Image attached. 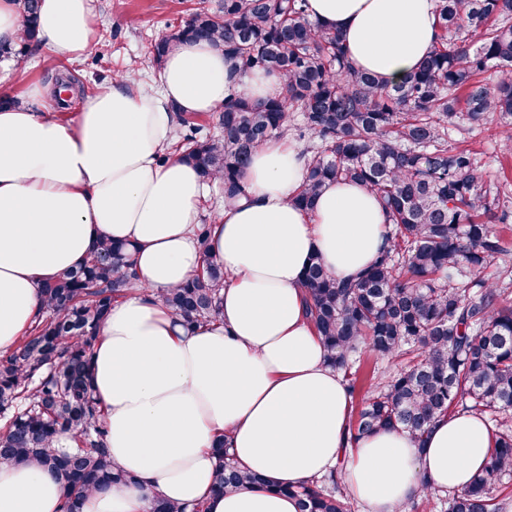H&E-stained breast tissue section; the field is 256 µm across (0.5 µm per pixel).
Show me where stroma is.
Returning <instances> with one entry per match:
<instances>
[{"mask_svg": "<svg viewBox=\"0 0 512 512\" xmlns=\"http://www.w3.org/2000/svg\"><path fill=\"white\" fill-rule=\"evenodd\" d=\"M194 0H92L98 29L109 42V57L94 60L85 56L80 61L63 63L56 60L46 47H39L25 67L0 59V98H20L38 112L51 111L65 117L78 111L85 96L96 93L109 84L118 68L133 64L135 75L149 79L157 73V66L148 57V47L166 30L167 25L179 23L188 13ZM71 78L85 88L84 96L71 98L66 105H58L53 97L34 99L28 90L35 84H47L49 78ZM455 139L468 141L477 150L485 179L504 182L512 187V156L503 157V146L491 127L463 125L455 132Z\"/></svg>", "mask_w": 512, "mask_h": 512, "instance_id": "35a3bbf8", "label": "stroma"}]
</instances>
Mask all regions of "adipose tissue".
I'll use <instances>...</instances> for the list:
<instances>
[{
    "label": "adipose tissue",
    "mask_w": 512,
    "mask_h": 512,
    "mask_svg": "<svg viewBox=\"0 0 512 512\" xmlns=\"http://www.w3.org/2000/svg\"><path fill=\"white\" fill-rule=\"evenodd\" d=\"M313 21L342 33L359 68L385 85L415 69L435 40L434 0H309ZM91 0H41L39 29L58 60L91 50ZM278 77L236 74L223 53L184 42L161 87L114 78L70 119L0 107V350L42 316V283L105 239L134 243L141 286L118 299L92 354L91 394L104 445L126 480L86 494L80 512H152L161 498L202 512H297L278 493L340 471L367 512H400L423 489L461 491L486 465L485 418L440 419L424 443L391 429L349 442V394L305 312L301 275L319 257L337 281L357 279L388 245L379 199L362 184L328 182L313 210L296 207L306 173L289 139L260 146L220 207L208 248L195 229L208 186L172 151L177 116L208 113L231 93L265 98ZM226 272L217 321L189 330L162 301L204 255ZM224 440L239 469L268 487L214 491ZM55 476L0 464V512H64Z\"/></svg>",
    "instance_id": "ef3b65f1"
}]
</instances>
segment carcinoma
<instances>
[{
	"instance_id": "1",
	"label": "carcinoma",
	"mask_w": 512,
	"mask_h": 512,
	"mask_svg": "<svg viewBox=\"0 0 512 512\" xmlns=\"http://www.w3.org/2000/svg\"><path fill=\"white\" fill-rule=\"evenodd\" d=\"M15 2L22 38L0 44V57L20 62L40 43L39 0ZM436 28L431 50L392 87L353 65L340 32L309 19V0H199L151 44L150 55L159 65L183 42L205 40L239 74L282 78L275 96L225 100L215 115L219 137L178 117L175 150L204 181H219L224 200L236 196L255 149L296 131L319 143L306 151L297 206L312 209L332 180L361 183L382 201L389 245L356 281L337 284L317 257L303 274L310 323L349 391L359 381L351 358L362 347L402 361L394 375L374 378L350 437L400 427L420 442L459 406L501 416L484 469L465 490L448 494V512H499L494 492L512 474V300L504 296L512 264L503 260L495 225L512 218V203L483 177L476 153L450 142L449 131L463 121L491 124L512 150V0H436ZM491 69L497 79L490 85L480 75ZM493 264L496 277H481ZM137 287L129 246L102 242L42 286L43 316L0 356V413L28 401L0 434V462L51 471L65 512H79L86 493L126 480L104 446L90 358L112 303ZM223 287L224 268L208 257L162 301L186 325H208L219 315ZM63 433L74 447H53ZM214 452L216 491L266 483L238 470L224 441ZM277 491L296 498L299 512H351L334 474Z\"/></svg>"
}]
</instances>
